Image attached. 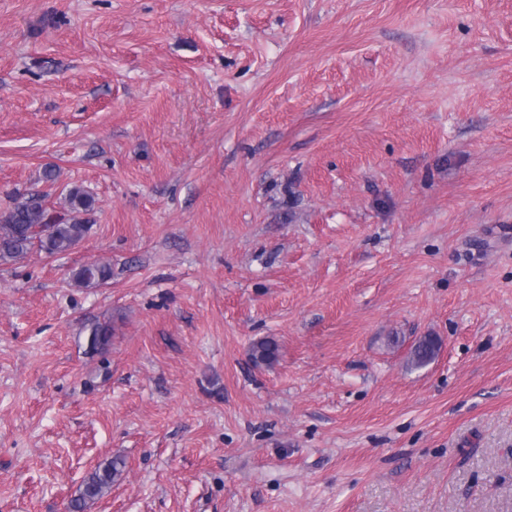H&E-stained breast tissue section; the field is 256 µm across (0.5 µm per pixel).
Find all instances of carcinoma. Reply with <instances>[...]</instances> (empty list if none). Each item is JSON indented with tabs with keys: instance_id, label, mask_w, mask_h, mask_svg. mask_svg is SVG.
Instances as JSON below:
<instances>
[{
	"instance_id": "obj_1",
	"label": "carcinoma",
	"mask_w": 512,
	"mask_h": 512,
	"mask_svg": "<svg viewBox=\"0 0 512 512\" xmlns=\"http://www.w3.org/2000/svg\"><path fill=\"white\" fill-rule=\"evenodd\" d=\"M95 205L96 200L91 193L80 187L70 188L63 204L67 218L55 223L50 233L36 237L31 230L50 222L44 198L32 194L15 200L10 208L0 213V261L22 259L35 247L48 256L70 251L88 232V215L94 211ZM109 276L108 265L94 263L78 269L73 280L81 286L94 287L104 283ZM113 333L110 321L93 324L89 329L88 346L96 351L107 349L112 343ZM437 350V340L426 336L412 347L409 362L416 368L423 367L435 358ZM278 356V343L268 338L253 343L249 351L250 360L257 366L271 365ZM124 467L125 462L118 457L96 467L71 500L72 512H85L89 504L103 497L120 478Z\"/></svg>"
}]
</instances>
